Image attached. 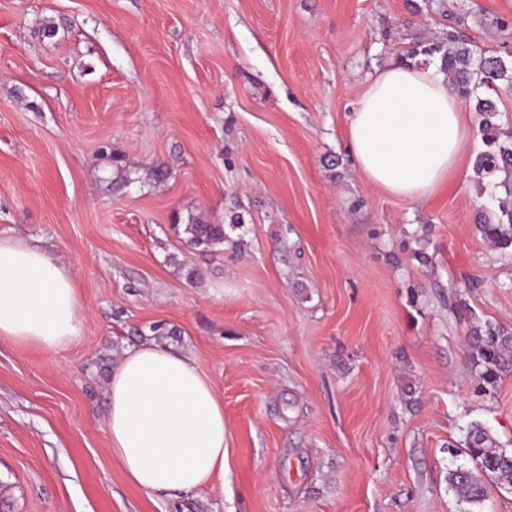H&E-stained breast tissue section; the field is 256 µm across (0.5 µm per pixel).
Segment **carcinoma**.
Masks as SVG:
<instances>
[{
	"label": "carcinoma",
	"mask_w": 512,
	"mask_h": 512,
	"mask_svg": "<svg viewBox=\"0 0 512 512\" xmlns=\"http://www.w3.org/2000/svg\"><path fill=\"white\" fill-rule=\"evenodd\" d=\"M446 70L451 85L460 96H471L470 85L475 83L494 91L503 83L512 88V66L500 57L475 60L468 46L460 42L457 33L448 32ZM475 110L480 116L479 131L486 150L473 160V170L479 182L493 189L501 188L504 196L491 194L498 212L477 225L479 234L500 250L512 249V144L500 142L497 123L498 109L486 97L477 99ZM182 241L191 247L206 250L224 245L227 234L222 224H205L198 220L183 225ZM468 347L477 373L478 389L486 390L503 377L512 374V329L500 325L474 326L468 336ZM455 452L469 457L473 467L460 465L448 470V485L461 498L481 506L490 498L489 483L499 488L512 486V451L497 447L489 431L475 422L466 430L464 447Z\"/></svg>",
	"instance_id": "cac0c4a2"
}]
</instances>
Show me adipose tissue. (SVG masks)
Instances as JSON below:
<instances>
[{"label":"adipose tissue","instance_id":"ef3b65f1","mask_svg":"<svg viewBox=\"0 0 512 512\" xmlns=\"http://www.w3.org/2000/svg\"><path fill=\"white\" fill-rule=\"evenodd\" d=\"M349 144L360 172L411 203L448 184L470 148L448 77L425 63L378 71L356 102ZM71 274L18 237H0V338L55 352L80 340ZM112 458L147 495L196 494L224 477V404L195 360L146 341L126 350L109 385Z\"/></svg>","mask_w":512,"mask_h":512}]
</instances>
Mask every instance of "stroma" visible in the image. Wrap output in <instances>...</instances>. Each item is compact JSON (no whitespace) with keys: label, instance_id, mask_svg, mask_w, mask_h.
<instances>
[{"label":"stroma","instance_id":"35a3bbf8","mask_svg":"<svg viewBox=\"0 0 512 512\" xmlns=\"http://www.w3.org/2000/svg\"><path fill=\"white\" fill-rule=\"evenodd\" d=\"M451 30L506 57L512 0H0V236L73 275L84 327L0 338V512H469L449 447L479 422L512 449V375L477 392L467 347L512 328V252L474 173L413 204L348 141L371 78ZM191 216L224 245L182 243ZM144 341L223 400V484L153 498L113 460Z\"/></svg>","mask_w":512,"mask_h":512}]
</instances>
